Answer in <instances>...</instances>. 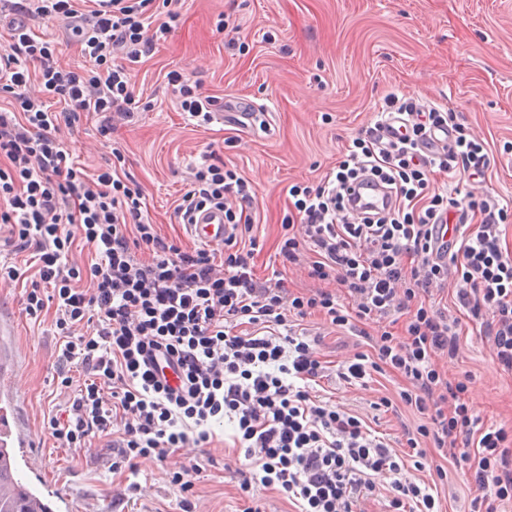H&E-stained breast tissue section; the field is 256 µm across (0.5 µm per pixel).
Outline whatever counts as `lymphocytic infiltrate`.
I'll return each mask as SVG.
<instances>
[{"instance_id":"lymphocytic-infiltrate-1","label":"lymphocytic infiltrate","mask_w":512,"mask_h":512,"mask_svg":"<svg viewBox=\"0 0 512 512\" xmlns=\"http://www.w3.org/2000/svg\"><path fill=\"white\" fill-rule=\"evenodd\" d=\"M151 3L0 0L12 16L0 53V92L11 96L0 109V242L28 256L22 265L0 263V282H29L26 316H54V379L68 394L46 421L49 435L63 448L103 442L122 473L142 457L163 462L208 447L213 424L227 420L244 459L241 490H273L295 512H359L374 495L389 512H443L436 486L418 477L431 466L422 447L429 441L461 448L474 489L469 512H501L512 504V431L482 425L463 400L466 379L439 369L438 358H458L460 337L447 307L428 297L453 283L456 307L480 323L494 359L512 372V252L502 241L512 205L435 186L440 174L485 177L496 165L490 146L456 113L392 93L331 172L288 190L278 255L295 265L311 252L320 288L293 292L283 279L257 278L252 260L264 241L252 185L221 161L192 167L175 213L222 210L232 229L224 253L181 249L157 232L143 194L122 179L120 150L90 174L61 137L84 118L104 134L133 121L130 72L179 19L158 21ZM36 18L70 26L84 65L62 66L57 42L32 32ZM167 81L187 123L208 126L212 97L180 71ZM51 100L61 111L48 109ZM438 131L450 134L448 145L433 147ZM363 178L388 189L382 211H358L352 187ZM79 243L91 254L84 264L69 260ZM141 247L149 259L137 257ZM316 314L369 340L371 354L355 353L332 372L318 339L279 331ZM377 319L388 326L369 335ZM170 369L180 372V387L169 384ZM387 370L404 386L381 406L398 403L418 418L402 428L415 451L409 459L357 412L314 393L331 373L352 385Z\"/></svg>"}]
</instances>
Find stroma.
Wrapping results in <instances>:
<instances>
[{
	"mask_svg": "<svg viewBox=\"0 0 512 512\" xmlns=\"http://www.w3.org/2000/svg\"><path fill=\"white\" fill-rule=\"evenodd\" d=\"M179 21L167 40L130 73L137 115L102 136L94 120H81L66 143L80 163L95 168L120 149L125 170L146 198L158 233L181 248H194L176 217V201L190 187V167L211 154L236 167L255 191L263 251L254 258L259 277L282 273L287 288L308 285L306 266L283 267L277 244L288 212V188L315 184L330 172L349 141L374 121L391 93L456 112L474 139L502 151L512 143V0H156L153 12ZM178 70L200 80L205 95L225 107L250 103L266 128L243 130L213 121L187 125L167 85ZM25 286L0 282V351L13 369L15 388L7 418L22 439L17 462L23 478L53 493L56 512H113L117 493H128L122 512H180V494L169 465L153 458L136 473H113L100 448H61L44 428L61 402L53 381L57 346L51 317L35 321L22 310ZM319 337L323 360L338 365L367 344L317 316L304 320ZM457 360L439 359L449 376L470 374L465 395L484 424L512 429V374L493 360L479 323L461 317ZM396 373H371L364 384L323 383L326 401L374 416L373 427L399 441L402 425L416 417L406 408L373 410L380 397H395ZM232 423L217 429L206 451L178 452L173 462L198 463L194 490L203 512H292L271 490H239L225 468L224 440ZM447 478L437 488L447 512H466L471 486L464 464L428 448ZM172 462V463H173ZM137 491H129V484Z\"/></svg>",
	"mask_w": 512,
	"mask_h": 512,
	"instance_id": "stroma-1",
	"label": "stroma"
}]
</instances>
